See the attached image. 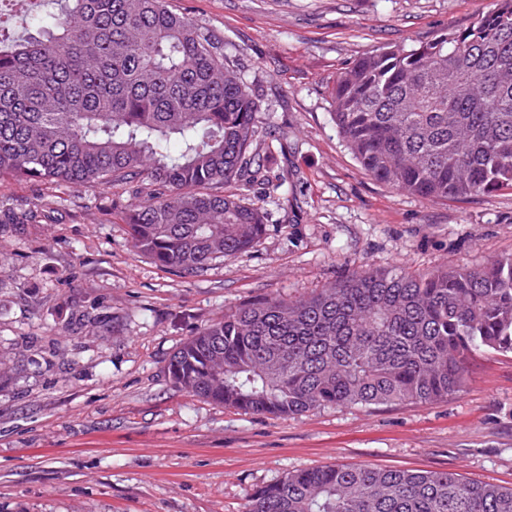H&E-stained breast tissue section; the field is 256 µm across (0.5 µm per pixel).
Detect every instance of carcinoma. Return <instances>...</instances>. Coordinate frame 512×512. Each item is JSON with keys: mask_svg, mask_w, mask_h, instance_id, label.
I'll use <instances>...</instances> for the list:
<instances>
[{"mask_svg": "<svg viewBox=\"0 0 512 512\" xmlns=\"http://www.w3.org/2000/svg\"><path fill=\"white\" fill-rule=\"evenodd\" d=\"M41 36L0 50V179L129 186L133 246L198 276L266 234L213 187L265 182L261 99L223 43L168 0H55ZM333 121L375 180L430 201L512 189V0L463 30L356 59ZM478 352L512 356V255L415 273L365 269L306 299L230 312L170 357L173 384L251 414L434 402ZM247 512H512V487L448 471L334 465L259 488Z\"/></svg>", "mask_w": 512, "mask_h": 512, "instance_id": "carcinoma-1", "label": "carcinoma"}]
</instances>
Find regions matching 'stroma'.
<instances>
[{
	"instance_id": "stroma-1",
	"label": "stroma",
	"mask_w": 512,
	"mask_h": 512,
	"mask_svg": "<svg viewBox=\"0 0 512 512\" xmlns=\"http://www.w3.org/2000/svg\"><path fill=\"white\" fill-rule=\"evenodd\" d=\"M492 0H170L224 41L263 102L266 184L250 251L183 277L135 249L125 187L0 180V512H246L287 473L330 465L451 471L512 486V357L474 356L432 403L246 414L174 387L170 355L225 312L307 298L362 267L424 272L512 253V190L431 202L366 173L328 94L354 60L463 29Z\"/></svg>"
}]
</instances>
